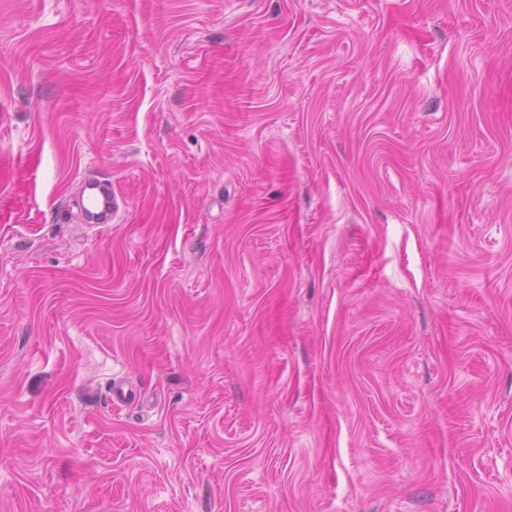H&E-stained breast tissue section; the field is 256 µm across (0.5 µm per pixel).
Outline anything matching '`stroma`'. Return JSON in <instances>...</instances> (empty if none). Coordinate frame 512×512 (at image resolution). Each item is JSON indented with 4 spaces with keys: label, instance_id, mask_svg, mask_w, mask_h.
Here are the masks:
<instances>
[{
    "label": "stroma",
    "instance_id": "stroma-1",
    "mask_svg": "<svg viewBox=\"0 0 512 512\" xmlns=\"http://www.w3.org/2000/svg\"><path fill=\"white\" fill-rule=\"evenodd\" d=\"M0 512H512V0H0ZM83 208L86 218L92 224H111L112 192L92 177L83 179Z\"/></svg>",
    "mask_w": 512,
    "mask_h": 512
}]
</instances>
